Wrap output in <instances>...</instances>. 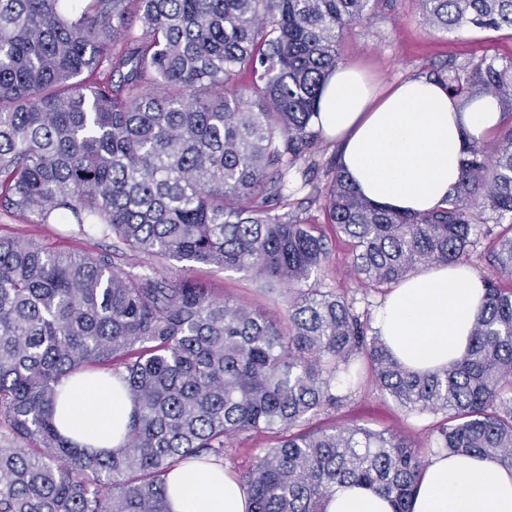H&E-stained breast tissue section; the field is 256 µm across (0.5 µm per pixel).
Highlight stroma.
<instances>
[{"mask_svg": "<svg viewBox=\"0 0 512 512\" xmlns=\"http://www.w3.org/2000/svg\"><path fill=\"white\" fill-rule=\"evenodd\" d=\"M338 49L345 64L362 70L378 88L387 89L402 81L428 77L439 70H453L465 64L491 59L498 66H512V30L468 28L444 32L426 24L417 0H381L368 19L346 28ZM289 209L293 214L317 224L332 241L327 267L316 276L320 288H333L352 302L359 313L373 312L380 294L364 290L350 277V242L338 238L325 213L308 202L301 174H289ZM0 236L22 242H35L61 250L84 252L108 250L111 240L84 237L65 224H39L33 216L0 211ZM162 272L170 279L192 278L205 281L216 295L228 294L272 312L284 311L287 299L265 294L251 277L200 265L169 261ZM444 418L443 412L405 414L376 387L369 372H362L346 399L337 408L315 418L318 426L361 425L374 430H390L412 441L421 456L436 446L433 430Z\"/></svg>", "mask_w": 512, "mask_h": 512, "instance_id": "obj_1", "label": "stroma"}]
</instances>
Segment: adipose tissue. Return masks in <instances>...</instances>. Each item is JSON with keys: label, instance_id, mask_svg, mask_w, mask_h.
<instances>
[{"label": "adipose tissue", "instance_id": "obj_1", "mask_svg": "<svg viewBox=\"0 0 512 512\" xmlns=\"http://www.w3.org/2000/svg\"><path fill=\"white\" fill-rule=\"evenodd\" d=\"M315 125L342 141L341 162L360 194L402 213L443 206L461 175L466 142L484 141L501 124L497 100L460 107L441 83L408 80L376 96L363 73L338 65L317 103ZM484 296L465 264L437 265L394 288L375 315L382 341L409 370L432 372L462 360ZM118 382L95 377L66 381L56 424L79 445L120 448L134 404ZM171 512H250L239 478L219 465L189 463L167 477ZM325 512H393L365 486L339 485ZM411 512H512V469L491 457L432 455Z\"/></svg>", "mask_w": 512, "mask_h": 512}]
</instances>
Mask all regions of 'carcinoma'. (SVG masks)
<instances>
[{
  "mask_svg": "<svg viewBox=\"0 0 512 512\" xmlns=\"http://www.w3.org/2000/svg\"><path fill=\"white\" fill-rule=\"evenodd\" d=\"M379 0H0V208L116 241L71 253L0 237V512H171L167 475L221 462L247 432L273 445L242 480L251 512H322L364 484L410 512L425 460L361 426L313 427L358 361L409 413L442 410L437 447L512 469V72L493 60L435 80L497 99L493 147L469 142L447 206L402 214L341 164L308 200L352 245L351 274L387 294L422 268L466 263L478 213L497 215L466 358L408 370L370 319L313 288L325 235L288 212V174L320 152L323 85L340 35ZM432 27L512 29V0H419ZM249 69L248 88L237 76ZM126 250L288 286L273 317ZM120 376L135 402L125 444L93 454L59 433L63 380Z\"/></svg>",
  "mask_w": 512,
  "mask_h": 512,
  "instance_id": "1",
  "label": "carcinoma"
}]
</instances>
